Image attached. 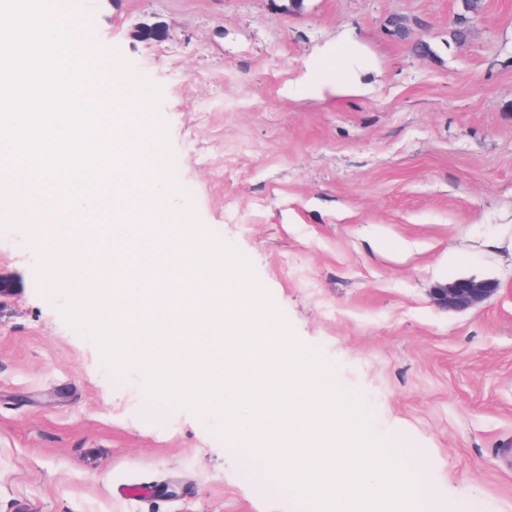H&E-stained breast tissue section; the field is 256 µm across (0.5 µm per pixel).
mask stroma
Wrapping results in <instances>:
<instances>
[{
  "label": "stroma",
  "instance_id": "obj_1",
  "mask_svg": "<svg viewBox=\"0 0 512 512\" xmlns=\"http://www.w3.org/2000/svg\"><path fill=\"white\" fill-rule=\"evenodd\" d=\"M162 88L199 219L252 263L256 301L358 395L374 434L422 449L433 512H512V0H67ZM402 18L431 53L412 54ZM163 40L141 42L139 26ZM360 78L359 95L336 79ZM0 235V512H305L219 421L152 404L47 299ZM499 282L464 311L437 289ZM148 483L133 500L124 486Z\"/></svg>",
  "mask_w": 512,
  "mask_h": 512
}]
</instances>
